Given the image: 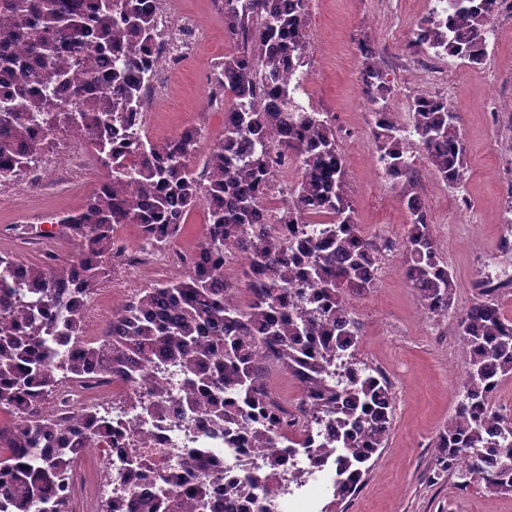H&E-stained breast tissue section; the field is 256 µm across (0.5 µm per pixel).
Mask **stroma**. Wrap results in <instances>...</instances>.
Listing matches in <instances>:
<instances>
[{"label":"stroma","instance_id":"stroma-1","mask_svg":"<svg viewBox=\"0 0 512 512\" xmlns=\"http://www.w3.org/2000/svg\"><path fill=\"white\" fill-rule=\"evenodd\" d=\"M198 14L210 37L196 59L171 80L170 98L155 105L154 137L167 139L187 124L200 128L196 159H203L224 132V115L204 105L205 76L227 43L224 17L210 0H177ZM433 0H308L305 16L312 52L304 68V102L336 127L346 162V191L354 219L363 231L388 238L401 249L409 223L404 185L386 177L370 133L371 107L360 83L365 44L379 53L391 88L389 107L407 122L409 106L420 94L446 97L463 117L467 169L460 188L421 168L411 190L427 214L440 257L456 281L447 317L428 318L400 263L378 274L372 288L348 296L362 325L355 350L360 364L383 373L393 394L390 434L359 490L338 512H512V493L485 483L468 489L455 476L432 478L439 434L460 400L457 375L466 354L456 319L476 300L475 282L512 278V238L505 205L512 198V28L491 37L483 64L444 56L411 66L407 40ZM101 180L99 171L73 176L69 188L47 196L17 176L11 198L0 200V226L21 225L26 211L43 207L54 215L81 208Z\"/></svg>","mask_w":512,"mask_h":512}]
</instances>
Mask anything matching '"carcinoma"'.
Instances as JSON below:
<instances>
[{"label": "carcinoma", "instance_id": "cac0c4a2", "mask_svg": "<svg viewBox=\"0 0 512 512\" xmlns=\"http://www.w3.org/2000/svg\"><path fill=\"white\" fill-rule=\"evenodd\" d=\"M228 51L224 69L223 141L204 164L206 180L190 159L197 133L187 131L155 144L140 137L136 118L149 74L145 50L155 41L159 14L147 0H0V43L24 35L34 66L0 63V182L10 180L44 149V134L82 131L95 146L104 169L103 188L77 212L57 224L78 246L71 261L41 262L24 269L30 284L12 277L14 260L0 255V512H48L43 491L56 483L84 441L106 440L115 428L107 414L65 416L47 423L39 402L59 384L61 373L80 378L104 357L121 380L139 377L146 365L160 371L144 410L162 413L168 371L179 375L190 410L205 405L211 431L248 438L255 448L309 451L312 430L301 437L283 425L255 427L253 412H269L265 381L275 367L302 389L323 399L336 438L335 506L360 486L370 461L390 432L392 394L385 378L360 367L351 349L361 336L346 296L374 284L375 257L364 247L345 190V159L334 129L300 98L303 67L311 43L305 27L306 0H222ZM496 0H448L418 26L412 46L419 53L453 56L480 64L492 32ZM96 34L112 49L100 95L88 98L61 87L81 75L98 73L94 50L76 45ZM361 78L374 125L379 163L388 176L411 185L410 165L419 150L436 177L460 185L466 168L461 116L437 95H419L409 107L410 124L391 117L389 86L376 53L363 51ZM289 68L294 80L284 77ZM269 98L256 108L253 96ZM297 161L300 175L288 187L291 204L277 210L276 223L336 225L321 238L295 239L275 251L274 229L254 224V204L284 160ZM140 204L128 200L129 181ZM208 205L200 262L177 279H164L140 292L107 323L100 340L82 343L84 307L105 275L107 261L125 246L114 231L135 224L140 239L164 244L185 230L191 211ZM410 215L403 270L422 306L434 317L451 308L456 284L439 257L420 199L406 195ZM247 255L253 279L251 299L241 303L238 288L224 283V248ZM512 279L482 280L481 298L457 321L467 367L462 399L439 435L435 465L468 488L478 478L488 488L512 492V420L492 399L512 377V319L496 295ZM341 360L349 384L330 372ZM187 457L163 478L179 487L193 469Z\"/></svg>", "mask_w": 512, "mask_h": 512}]
</instances>
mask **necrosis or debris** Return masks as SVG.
I'll use <instances>...</instances> for the list:
<instances>
[{"label":"necrosis or debris","mask_w":512,"mask_h":512,"mask_svg":"<svg viewBox=\"0 0 512 512\" xmlns=\"http://www.w3.org/2000/svg\"><path fill=\"white\" fill-rule=\"evenodd\" d=\"M162 15L164 23L149 49L150 72L143 87L144 99L150 105L168 97L170 70L196 57L205 42L197 17L169 8ZM96 165L93 148L81 144L50 155L33 168L32 175L41 178L47 187L55 188L66 184L75 172L90 171ZM181 254V247L173 243L160 251L136 250L125 295L137 294L142 289L141 272L169 274L179 268ZM127 393V387L111 373L91 371L79 379H62L45 400L43 412L47 415L111 409L119 432L112 442L99 443L97 451L78 454L58 483L49 489L47 496L57 512H109L115 504L121 512H139L141 500L153 495L161 477L187 456L194 459V474L209 484L208 495L195 512H318L319 487L314 485L302 494H295L288 473L301 469L313 475L321 468H335V448L316 446L310 453H297L286 458L283 466L272 469L268 466L270 449L251 447L244 440L231 448L225 445L223 437L181 428L179 420L185 403L178 391L170 392L166 414L160 418L124 409L122 401ZM104 456L116 462L130 459L135 466L122 479L111 481L100 465ZM229 476H254L259 478L261 486L242 496L225 490V479Z\"/></svg>","instance_id":"necrosis-or-debris-1"}]
</instances>
